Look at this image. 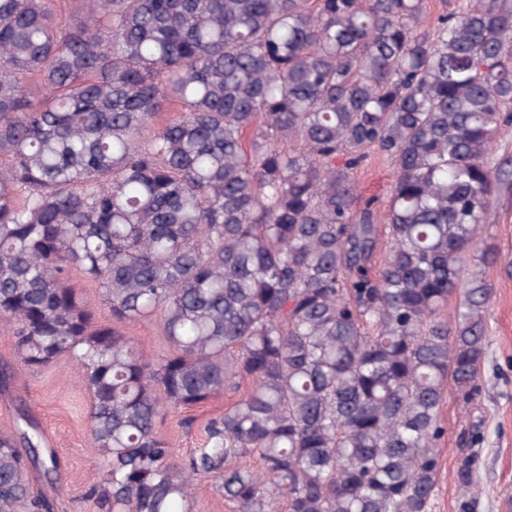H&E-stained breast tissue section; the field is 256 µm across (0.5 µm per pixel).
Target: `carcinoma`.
Wrapping results in <instances>:
<instances>
[{
  "label": "carcinoma",
  "mask_w": 512,
  "mask_h": 512,
  "mask_svg": "<svg viewBox=\"0 0 512 512\" xmlns=\"http://www.w3.org/2000/svg\"><path fill=\"white\" fill-rule=\"evenodd\" d=\"M68 2L66 23L59 0H0V326L29 368L82 372L88 497L193 512L216 477L233 512H432L441 406L487 356L512 0L428 24L423 0ZM166 103L183 116L158 124ZM372 151L396 169L382 214L353 176ZM152 321L157 360L125 332ZM246 381L174 459L162 409ZM38 468L57 480L22 413L0 512H54Z\"/></svg>",
  "instance_id": "1"
}]
</instances>
